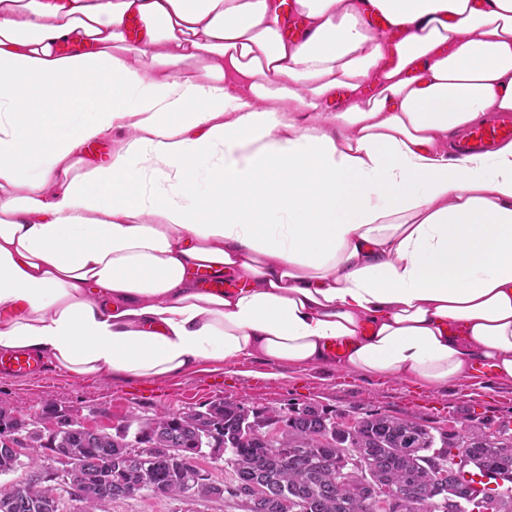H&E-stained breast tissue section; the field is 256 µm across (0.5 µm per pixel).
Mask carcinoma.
I'll return each instance as SVG.
<instances>
[{
	"mask_svg": "<svg viewBox=\"0 0 512 512\" xmlns=\"http://www.w3.org/2000/svg\"><path fill=\"white\" fill-rule=\"evenodd\" d=\"M131 429L139 444L168 452L146 459L123 457ZM18 438L30 440L31 469L50 452L75 449L74 467L84 476L97 477L96 495L84 500V512H97L102 495L116 500L148 493L171 499L184 496L191 484L198 487L197 497L235 500L244 512H285L282 500L287 496L295 499L298 512H440L437 504L448 501V495L471 500L476 490L461 470L444 482L435 480L437 465L443 462L438 448L448 452L464 446V465L493 477L512 476V442L489 434L479 423L460 434L377 410L346 422L311 404L276 409L216 399L202 410L145 420L132 416L114 434L93 432L73 420L45 440L29 432L27 418L1 399L0 440ZM204 438L207 447L224 449L232 477L223 484L199 464L189 469L178 461L180 453L201 447ZM276 444L290 452L269 453ZM343 448L365 451L346 478L339 475ZM108 461L121 464L122 474L112 478V488L102 490ZM377 488H389L396 496L381 507L373 502ZM56 491L55 485L33 489L25 480L15 485L10 499H0V512H62ZM482 496L489 512H512L511 494L490 489Z\"/></svg>",
	"mask_w": 512,
	"mask_h": 512,
	"instance_id": "carcinoma-1",
	"label": "carcinoma"
}]
</instances>
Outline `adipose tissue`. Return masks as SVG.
Here are the masks:
<instances>
[{"mask_svg": "<svg viewBox=\"0 0 512 512\" xmlns=\"http://www.w3.org/2000/svg\"><path fill=\"white\" fill-rule=\"evenodd\" d=\"M282 2L0 0V353L512 380V0ZM506 139H512L510 114L500 115L491 122L461 131L454 141V152L459 158L474 153L491 152L500 141Z\"/></svg>", "mask_w": 512, "mask_h": 512, "instance_id": "1", "label": "adipose tissue"}]
</instances>
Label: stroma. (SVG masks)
Returning a JSON list of instances; mask_svg holds the SVG:
<instances>
[{
    "mask_svg": "<svg viewBox=\"0 0 512 512\" xmlns=\"http://www.w3.org/2000/svg\"><path fill=\"white\" fill-rule=\"evenodd\" d=\"M0 397L32 418L50 407L91 429L115 433L131 414L152 418L188 411L219 398L284 408L317 405L351 419L367 410L408 417L445 431L483 423L512 438V382L478 375L465 384L428 386L411 378L362 377L340 365L302 368L258 360L205 363L190 372L124 381L109 375L74 377L54 367L35 379L0 376ZM98 512H243L231 500L159 499L144 494L104 503Z\"/></svg>",
    "mask_w": 512,
    "mask_h": 512,
    "instance_id": "obj_1",
    "label": "stroma"
}]
</instances>
